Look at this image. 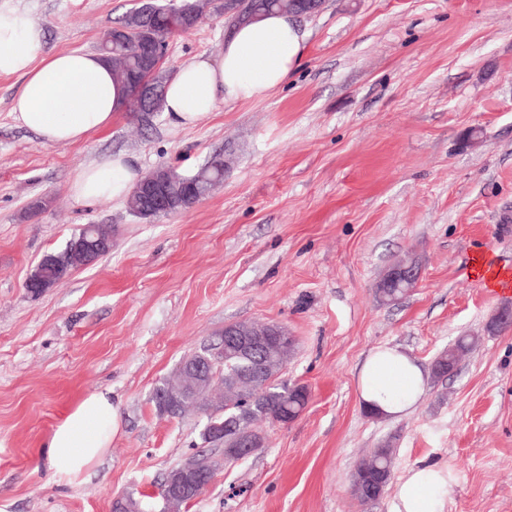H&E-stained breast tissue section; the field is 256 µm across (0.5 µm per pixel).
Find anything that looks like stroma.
<instances>
[{
    "label": "stroma",
    "instance_id": "1",
    "mask_svg": "<svg viewBox=\"0 0 512 512\" xmlns=\"http://www.w3.org/2000/svg\"><path fill=\"white\" fill-rule=\"evenodd\" d=\"M138 0H11L45 28L48 53L96 50ZM307 51L260 101L222 102L191 129L125 112L78 143L45 145L11 114L0 76V512H112L133 496L161 512L166 474L201 447L204 418L161 415L153 393L230 323H278L297 339L280 379L309 404L264 424L265 444L220 469L185 512H391L362 503L351 475L383 442L394 478L446 465L445 512H512V307L469 274L475 252L512 269V0H325L302 19ZM212 12L170 40L166 74L216 57ZM481 136L469 142L468 134ZM117 152L140 172L190 175L225 156L224 183L151 219L126 203L87 206L70 185ZM112 250L41 294L25 281L85 225ZM421 277L403 300L375 284L398 259ZM477 342L429 379L398 418L364 413L361 363L397 346L423 368L457 337ZM108 388L120 426L101 462L62 478L45 442L88 393Z\"/></svg>",
    "mask_w": 512,
    "mask_h": 512
}]
</instances>
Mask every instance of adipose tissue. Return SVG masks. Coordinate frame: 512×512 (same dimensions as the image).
I'll return each mask as SVG.
<instances>
[{
    "label": "adipose tissue",
    "instance_id": "obj_1",
    "mask_svg": "<svg viewBox=\"0 0 512 512\" xmlns=\"http://www.w3.org/2000/svg\"><path fill=\"white\" fill-rule=\"evenodd\" d=\"M307 31L290 14H268L234 29L216 58L180 66L168 80L163 112L175 128H192L219 102L259 100L283 85L306 49ZM45 30L29 13L0 4V75L22 86L12 115L45 144H71L111 125L125 109L126 93L99 55L82 51L47 54ZM140 172L124 153L84 166L70 190L92 205L129 196ZM424 370L404 351L384 347L369 354L359 374L364 404L380 416L406 413L421 397ZM118 429L110 390L85 396L52 431L49 456L71 481L105 456ZM454 476L448 468L410 469L396 485L392 512H444Z\"/></svg>",
    "mask_w": 512,
    "mask_h": 512
}]
</instances>
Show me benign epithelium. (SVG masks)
Listing matches in <instances>:
<instances>
[{
	"label": "benign epithelium",
	"mask_w": 512,
	"mask_h": 512,
	"mask_svg": "<svg viewBox=\"0 0 512 512\" xmlns=\"http://www.w3.org/2000/svg\"><path fill=\"white\" fill-rule=\"evenodd\" d=\"M120 37L131 44L140 56L142 68L132 80L134 92L147 104L156 97L154 79L162 69L168 43L147 39V34L139 30H122ZM164 171L151 170L136 184L137 193L152 201L153 212L171 214V198L162 188ZM96 240L88 242L84 238L71 241L65 253L50 257L52 264L60 269L57 283L66 280L73 271L92 265L112 251V234L97 227ZM420 267L413 258L401 259L393 264L377 281L376 287L387 292L396 288L412 291L417 287ZM295 338L275 323L244 321L224 326V332L202 346L204 360L179 371L177 381L164 383L154 390V400L160 412L174 417L172 409L187 397L202 405L201 413L209 422L203 430L204 437L224 445L221 455L214 458L219 465L227 464L256 451L254 444L242 432V424L236 417L222 423L215 419L233 407L224 404V396L233 393L236 402L246 406L251 401L250 394L260 393L271 384L278 370L271 367V357L292 351ZM229 353L250 362V370L242 377H224V353ZM207 477L196 456L190 455L172 469L166 476V492L163 495L164 512H181L184 497L190 492H198L206 487Z\"/></svg>",
	"instance_id": "benign-epithelium-1"
}]
</instances>
